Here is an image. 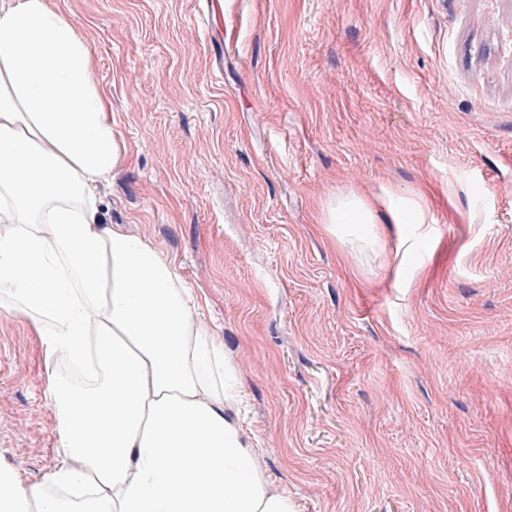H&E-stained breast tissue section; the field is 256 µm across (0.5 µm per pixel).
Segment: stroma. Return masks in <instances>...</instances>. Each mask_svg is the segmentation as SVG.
<instances>
[{"mask_svg": "<svg viewBox=\"0 0 512 512\" xmlns=\"http://www.w3.org/2000/svg\"><path fill=\"white\" fill-rule=\"evenodd\" d=\"M127 151L101 194L223 343L296 512H512V0H57ZM373 203L333 228L327 204ZM420 201L393 224L386 198ZM0 310V465L59 464ZM324 223L326 224H370V239H378V227L375 208L368 201L356 194H341L336 196L326 208Z\"/></svg>", "mask_w": 512, "mask_h": 512, "instance_id": "stroma-1", "label": "stroma"}]
</instances>
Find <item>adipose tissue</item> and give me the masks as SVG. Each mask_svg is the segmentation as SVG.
<instances>
[{
    "mask_svg": "<svg viewBox=\"0 0 512 512\" xmlns=\"http://www.w3.org/2000/svg\"><path fill=\"white\" fill-rule=\"evenodd\" d=\"M95 57L50 0H0V308L42 339L60 465L0 466V512H295L255 468L224 347L176 265L107 223L125 161ZM325 223L375 208L338 195Z\"/></svg>",
    "mask_w": 512,
    "mask_h": 512,
    "instance_id": "obj_1",
    "label": "adipose tissue"
}]
</instances>
